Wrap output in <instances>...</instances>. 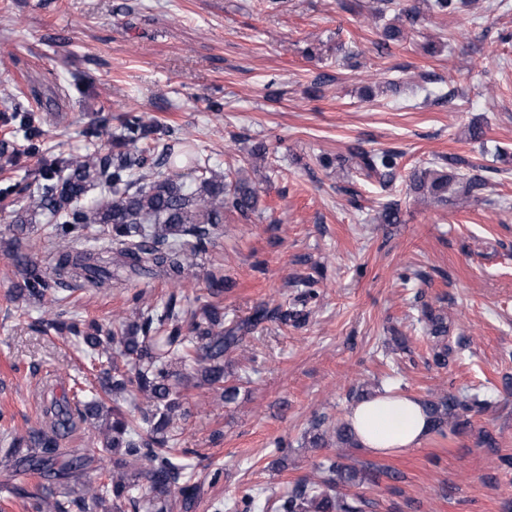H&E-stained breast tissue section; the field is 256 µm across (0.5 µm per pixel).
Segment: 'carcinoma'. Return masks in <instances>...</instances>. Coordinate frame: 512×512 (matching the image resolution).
<instances>
[{
  "mask_svg": "<svg viewBox=\"0 0 512 512\" xmlns=\"http://www.w3.org/2000/svg\"><path fill=\"white\" fill-rule=\"evenodd\" d=\"M378 16L397 10L394 22L383 30L384 44L397 40L401 26H414L421 18L416 6L397 9L395 0H378ZM463 0H431L429 10L447 15L460 10ZM21 136L24 152L40 156L35 187L20 182L0 189V195H22L27 210L53 223V263L45 267L29 253L14 248L13 264L17 296L58 303L64 293L106 285H122L112 270L116 265L139 277L162 276L176 288L184 287L185 271L208 252L219 235L226 213L247 219L256 212L257 191L237 178L218 177L210 158L195 150L177 151L166 138L171 129L148 122L138 114L125 116L120 126L92 123L81 131L94 146L84 155L64 157L49 154L44 130L29 106L14 98V112L4 117ZM108 140L112 151L101 153L96 146ZM352 157L369 178L389 184L403 154L394 150L368 151L356 148ZM450 172L416 169L410 183L440 202L457 193L453 169L470 168L459 155L443 158ZM100 191L93 204L83 199ZM317 280L300 281L303 287L297 303L301 308L283 309L266 303L257 305L241 323L224 328V313L213 299L233 286L232 280L213 276L207 292L196 297L197 308L185 324V311L170 296L162 309L146 307L134 320L104 326L95 320L46 318L45 326L70 336L90 349L100 363L99 388L90 390L73 383L70 394L52 398L45 416L50 429H33L15 436L7 455L32 470L58 479L67 478L83 467L82 458L65 459L59 437L81 425L93 426L102 435V451L112 454L107 480L87 478L77 500L63 501L45 486L26 495L33 512H173L178 493L184 507L195 500V486L189 484L175 447L171 428L182 408V389L207 385L221 391L231 403L239 387L229 382L224 355L243 346L245 335L266 321L297 327L305 323V307L320 297ZM431 337L430 355L439 368L448 367L452 349L448 346V318L426 306L422 310ZM139 394L147 408L135 416L122 408L128 394ZM430 430L442 438L458 434L469 424L468 415L488 407L477 394L443 392L423 400ZM325 423L319 419L310 443L314 447L335 439L336 446L354 448L357 442L346 420H336L332 431L318 432ZM398 478V472L367 467L343 468L328 459L311 478H303L273 502L263 504L245 495L236 501V512H367L375 502L362 494L352 496L342 487L379 484L380 479Z\"/></svg>",
  "mask_w": 512,
  "mask_h": 512,
  "instance_id": "carcinoma-1",
  "label": "carcinoma"
}]
</instances>
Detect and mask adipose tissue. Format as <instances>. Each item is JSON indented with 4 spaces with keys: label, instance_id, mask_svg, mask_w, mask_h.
I'll list each match as a JSON object with an SVG mask.
<instances>
[{
    "label": "adipose tissue",
    "instance_id": "obj_1",
    "mask_svg": "<svg viewBox=\"0 0 512 512\" xmlns=\"http://www.w3.org/2000/svg\"><path fill=\"white\" fill-rule=\"evenodd\" d=\"M347 418L358 444L375 453L418 447L429 433L420 401L408 394L380 393L354 405Z\"/></svg>",
    "mask_w": 512,
    "mask_h": 512
}]
</instances>
